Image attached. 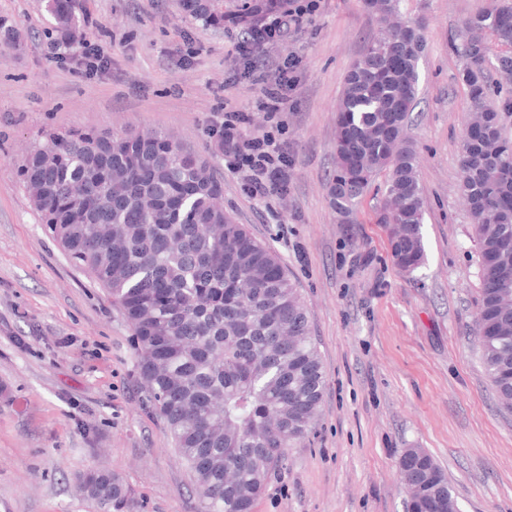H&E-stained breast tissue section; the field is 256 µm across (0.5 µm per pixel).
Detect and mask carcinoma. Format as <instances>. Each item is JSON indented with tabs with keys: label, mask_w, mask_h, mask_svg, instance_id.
Segmentation results:
<instances>
[{
	"label": "carcinoma",
	"mask_w": 512,
	"mask_h": 512,
	"mask_svg": "<svg viewBox=\"0 0 512 512\" xmlns=\"http://www.w3.org/2000/svg\"><path fill=\"white\" fill-rule=\"evenodd\" d=\"M386 21L399 0H365ZM286 0H182L205 25L246 33ZM52 48L78 57L72 0H49ZM421 25L395 23L366 45L345 77L329 188L341 221L379 196L377 223L391 257L411 274L425 261L419 157L406 135L416 100ZM460 79L466 126L460 194L469 206L479 267V359L512 412V7L467 19ZM502 81L494 83L491 72ZM158 130L112 135L50 132L20 170L34 209L74 266L86 271L133 327L137 373L192 474L201 512H252L285 450L308 436L325 377L308 313L280 257L224 211L223 185L203 159ZM399 474L406 512H459L448 478L422 448ZM99 512H138L122 477L79 475Z\"/></svg>",
	"instance_id": "obj_1"
}]
</instances>
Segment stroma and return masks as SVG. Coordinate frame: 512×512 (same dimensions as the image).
Here are the masks:
<instances>
[{
  "mask_svg": "<svg viewBox=\"0 0 512 512\" xmlns=\"http://www.w3.org/2000/svg\"><path fill=\"white\" fill-rule=\"evenodd\" d=\"M497 0H400L421 21L418 104L408 135L426 199L425 262L406 275L363 197L340 223L336 106L344 78L380 34L363 0H316L301 32L265 46L294 56L282 105L292 156L284 190L251 196L248 172L219 153L225 112L265 131L261 86L242 30L206 26L180 0H73L85 36L108 32L93 79L57 63L41 33L46 0H0V512H97L77 491L93 466L118 472L139 512H201L190 472L140 387L133 330L105 290L46 233L18 177L44 133L156 128L207 160L224 209L282 259L307 309L326 378L319 420L272 472L252 512H405L398 461L425 449L459 512H512V414L501 411L472 337L476 246L458 191L469 112L459 78L462 25Z\"/></svg>",
  "mask_w": 512,
  "mask_h": 512,
  "instance_id": "stroma-1",
  "label": "stroma"
}]
</instances>
